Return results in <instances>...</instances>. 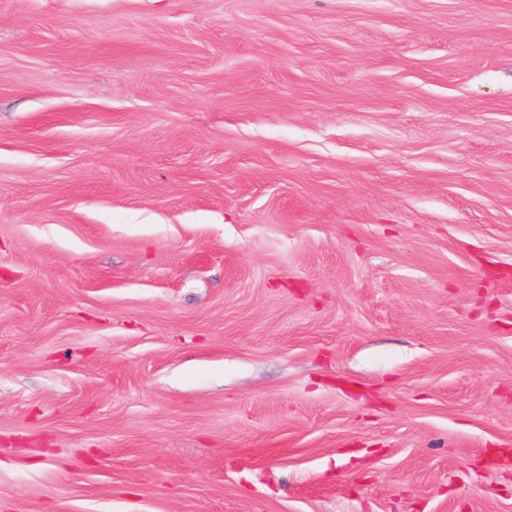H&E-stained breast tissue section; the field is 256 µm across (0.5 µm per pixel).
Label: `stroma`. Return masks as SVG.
<instances>
[{
	"label": "stroma",
	"mask_w": 512,
	"mask_h": 512,
	"mask_svg": "<svg viewBox=\"0 0 512 512\" xmlns=\"http://www.w3.org/2000/svg\"><path fill=\"white\" fill-rule=\"evenodd\" d=\"M512 0H0V512H512Z\"/></svg>",
	"instance_id": "35a3bbf8"
}]
</instances>
